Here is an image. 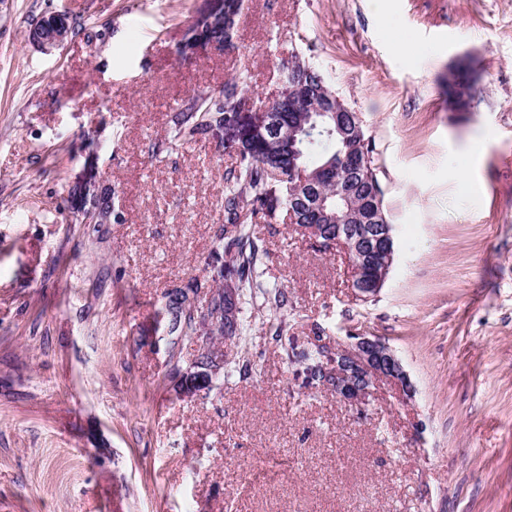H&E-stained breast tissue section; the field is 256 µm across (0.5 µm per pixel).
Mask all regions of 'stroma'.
Returning <instances> with one entry per match:
<instances>
[{
	"label": "stroma",
	"instance_id": "obj_1",
	"mask_svg": "<svg viewBox=\"0 0 512 512\" xmlns=\"http://www.w3.org/2000/svg\"><path fill=\"white\" fill-rule=\"evenodd\" d=\"M205 5L0 0V512H512V0H247L233 49L181 62ZM62 10L63 47L33 46ZM290 50L362 121L392 269L363 300L342 249L255 225L288 304L250 307L248 379L180 399L171 369L196 347L156 312L217 250L234 156L148 148L182 99L242 71L268 103ZM463 58L474 99L454 112ZM86 145L125 223L70 213ZM354 332L395 350L412 396L378 382L360 417L304 387L311 337ZM60 11H53L49 15H44L41 24L34 26L30 30L29 39L30 42L40 48L41 50L49 51L52 49L61 48L65 41L70 35V29L72 30L73 17L64 13L66 18L69 20L70 29L62 25L59 22ZM48 21L50 24H48Z\"/></svg>",
	"mask_w": 512,
	"mask_h": 512
}]
</instances>
